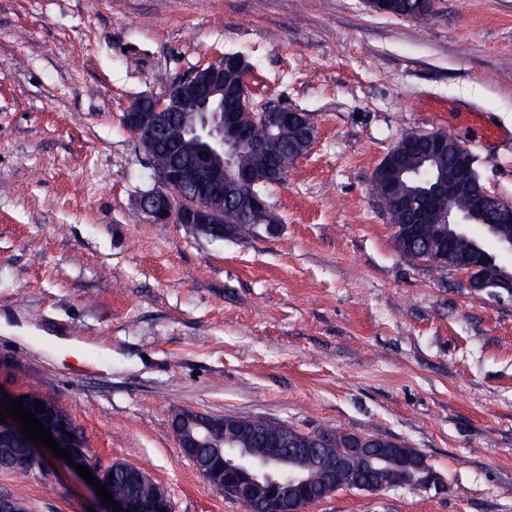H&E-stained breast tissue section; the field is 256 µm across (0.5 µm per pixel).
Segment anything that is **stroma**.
I'll use <instances>...</instances> for the list:
<instances>
[{"label": "stroma", "mask_w": 512, "mask_h": 512, "mask_svg": "<svg viewBox=\"0 0 512 512\" xmlns=\"http://www.w3.org/2000/svg\"><path fill=\"white\" fill-rule=\"evenodd\" d=\"M224 53L318 131L267 194L279 224L244 240L149 223L150 161L122 124ZM427 99L512 129V0L417 19L365 0H0V389L41 380L91 453L148 472L173 512H241L181 455L183 409L393 440L447 485L306 512H512V302L401 256L372 194L404 134L447 130ZM465 146L512 203V143ZM1 495L102 508L57 464L0 471Z\"/></svg>", "instance_id": "obj_1"}]
</instances>
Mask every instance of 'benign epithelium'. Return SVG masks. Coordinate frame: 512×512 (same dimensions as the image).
<instances>
[{
    "label": "benign epithelium",
    "mask_w": 512,
    "mask_h": 512,
    "mask_svg": "<svg viewBox=\"0 0 512 512\" xmlns=\"http://www.w3.org/2000/svg\"><path fill=\"white\" fill-rule=\"evenodd\" d=\"M246 71L244 61L229 55L219 56L205 66H199L174 80L160 95L133 101L122 116L124 126L139 144L149 143L159 130L162 118L169 112L194 113L192 134H206L208 146L190 163L174 161L167 166H152L155 187L140 196L138 207L153 224H183L192 232H202L213 240L224 239V216L236 214L251 224H277L279 218L265 196L258 193L224 197L209 191L211 186L248 185L250 172L238 166V156L244 150L255 154L263 151L261 139L254 137L258 126L283 127L295 123L306 128L305 138L314 143L316 126L304 112L287 107L257 104L244 79H236ZM449 135L431 131L406 136L398 140L384 155L373 172V183L382 208L394 205L404 210L410 224H428L438 204L448 199V210L442 214L444 223L452 224L464 235L478 239L492 238L499 251L512 253V236L501 235L504 226L512 223V204L479 186V198L466 208L456 200L471 181L480 182L473 155L465 150L448 162L444 173L429 162L448 154ZM474 266L459 268L467 277V286L484 292L497 302L512 301V278L495 283H475ZM20 424L8 417L0 419L4 429L16 439L28 458H43L34 443L23 439ZM178 446L184 457L191 459L198 448H212L214 424L202 423L196 434L185 437L173 427ZM222 447L208 459L205 467L208 484L219 493L233 499H249L261 492L266 494L267 512H304L310 503L309 471L300 458L316 457L317 467L324 471L331 488H336L344 470L341 458L319 457L313 448H298L292 458L276 449L267 448L258 455L251 448L239 446L236 436L224 433ZM362 463V471L371 480L360 484L367 492H380L397 486L401 480L392 475L390 482L376 481L389 472L388 458L381 448H348ZM407 464L420 474L419 487L426 491L444 488L441 475L417 449L405 452ZM287 484L301 490L288 500L280 496L278 487ZM124 512H159L156 503L135 502L113 497Z\"/></svg>",
    "instance_id": "7a95c632"
}]
</instances>
